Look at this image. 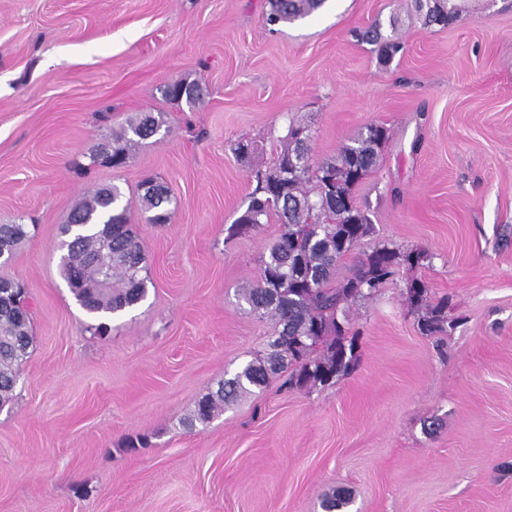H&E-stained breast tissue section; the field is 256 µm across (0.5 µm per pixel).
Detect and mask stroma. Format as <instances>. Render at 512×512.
<instances>
[{
	"label": "stroma",
	"mask_w": 512,
	"mask_h": 512,
	"mask_svg": "<svg viewBox=\"0 0 512 512\" xmlns=\"http://www.w3.org/2000/svg\"><path fill=\"white\" fill-rule=\"evenodd\" d=\"M267 0H0V224L34 228L0 277L23 281L35 343L0 408V512H512V0H466L444 29L412 0H329L270 30ZM380 24L404 48L382 63L354 30ZM174 80L203 103H173ZM140 112L157 135L126 165H91ZM320 161L370 124L389 138L356 188L374 234L425 252L351 306L354 369L335 383L281 380L194 428L182 422L224 377L262 354L271 325L239 290L280 233H250L254 170L276 161L290 119ZM252 142L249 164L234 151ZM148 177L176 200L148 224ZM117 185L151 285L106 337L61 271V226ZM424 283L447 301L423 334ZM163 95L166 99L181 102L185 100L190 105H195L203 98L202 88L195 83L185 81H176L167 84L163 89Z\"/></svg>",
	"instance_id": "obj_1"
}]
</instances>
